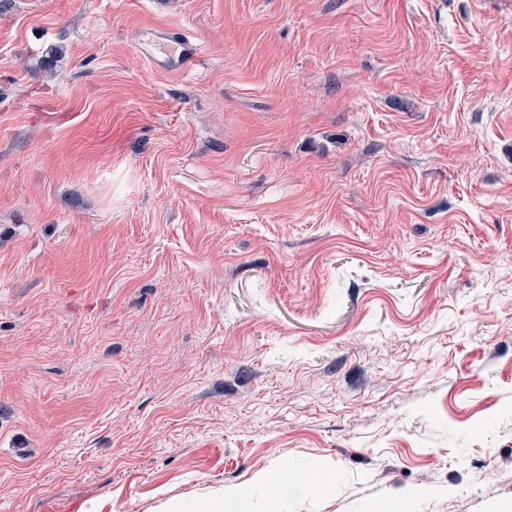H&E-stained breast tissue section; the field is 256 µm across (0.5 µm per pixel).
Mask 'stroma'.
Instances as JSON below:
<instances>
[{
	"label": "stroma",
	"mask_w": 512,
	"mask_h": 512,
	"mask_svg": "<svg viewBox=\"0 0 512 512\" xmlns=\"http://www.w3.org/2000/svg\"><path fill=\"white\" fill-rule=\"evenodd\" d=\"M228 489L512 512V0H0V512ZM165 40L171 52L168 55L170 64L176 70H192L197 64L199 49L190 36L183 32L170 31Z\"/></svg>",
	"instance_id": "stroma-1"
}]
</instances>
